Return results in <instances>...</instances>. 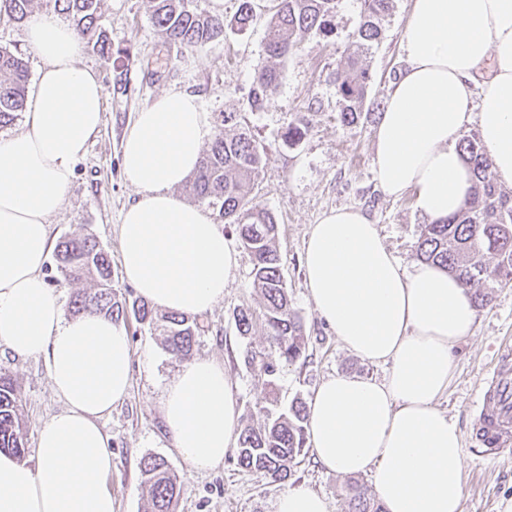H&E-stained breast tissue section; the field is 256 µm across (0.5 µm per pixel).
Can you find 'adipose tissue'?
<instances>
[{
    "mask_svg": "<svg viewBox=\"0 0 512 512\" xmlns=\"http://www.w3.org/2000/svg\"><path fill=\"white\" fill-rule=\"evenodd\" d=\"M26 40L40 62L32 101L21 129L0 135V344L44 356L64 406L40 427L35 464L0 452V512H114L99 421L129 392L130 341L104 316L65 317L42 275L49 220L102 125L103 87L79 63L82 36L54 11L29 18ZM404 50L373 171L385 194L414 191L436 221L471 193L458 141L472 115L498 181L512 185V0H411ZM210 135L198 98L169 91L136 113L122 141V175L137 190L118 226L124 277L150 305L192 317L223 300L240 264L222 226L177 193ZM304 267L314 310L342 346L387 368L380 380L336 374L317 387L307 416L315 462L371 474L383 512H463L461 434L438 401L476 320L471 290L429 263L403 268L357 208L311 225ZM160 414L194 471L222 464L238 443L237 391L212 359L180 367Z\"/></svg>",
    "mask_w": 512,
    "mask_h": 512,
    "instance_id": "ef3b65f1",
    "label": "adipose tissue"
}]
</instances>
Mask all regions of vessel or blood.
Returning <instances> with one entry per match:
<instances>
[{
    "label": "vessel or blood",
    "mask_w": 512,
    "mask_h": 512,
    "mask_svg": "<svg viewBox=\"0 0 512 512\" xmlns=\"http://www.w3.org/2000/svg\"><path fill=\"white\" fill-rule=\"evenodd\" d=\"M483 404L473 437L487 456L512 453V341L501 347L497 364L479 392Z\"/></svg>",
    "instance_id": "b4317fda"
}]
</instances>
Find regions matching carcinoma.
<instances>
[{
	"instance_id": "obj_1",
	"label": "carcinoma",
	"mask_w": 512,
	"mask_h": 512,
	"mask_svg": "<svg viewBox=\"0 0 512 512\" xmlns=\"http://www.w3.org/2000/svg\"><path fill=\"white\" fill-rule=\"evenodd\" d=\"M4 13L10 21L22 22L33 14L34 0H4ZM100 0H46L45 6L72 15L84 36L95 34ZM152 20L171 44L185 48L202 47L224 38V17L198 9L196 0H151ZM339 0H276L269 20L267 62L253 78L247 104L252 112L265 108L283 78L281 63L312 31L324 36L332 32V18ZM392 0H360V13L352 33L354 50L336 69L338 119L344 125L359 121L363 114L371 75L360 57L381 35L379 19L387 14ZM253 20V0H240L234 22L241 28ZM29 72L24 59L0 48V129L11 126L25 107ZM235 121V114L224 113L209 148L202 153L191 184L198 202L216 212L217 220L231 224L241 246L251 256L253 287L262 296L260 312L241 308L235 324L240 335H248L256 321L266 330L269 353L262 357L259 372L273 385V377L283 365L299 360L306 342L303 324L293 310L282 275V259L275 241L278 224L267 209L254 202L251 193L262 168L264 147L252 133L242 129L228 134L224 126ZM461 157L474 174L471 197L457 213L442 222L421 229L415 257L440 266L465 287L474 290V302L484 306L489 293L482 286L500 288L512 285V197L502 194L491 170V163L475 138L459 143ZM492 256L494 263L486 262ZM56 269L71 283L85 279L93 287L79 291L71 302L78 315L95 312L113 320L125 315L127 305L119 301L112 282L108 253L90 236L68 238L54 250ZM133 313L143 323H162L167 351L176 358L190 355L200 335L197 319L174 312L160 316L147 302L132 303ZM20 397L15 381L0 373V451L21 456L25 452ZM307 410L297 400L288 410L264 425L244 428L235 458L239 468L261 470L274 483L288 478L306 445ZM142 483L148 493L151 512H175L182 488L172 475L167 460L147 456L141 462ZM348 512H381L380 507L357 484H348Z\"/></svg>"
}]
</instances>
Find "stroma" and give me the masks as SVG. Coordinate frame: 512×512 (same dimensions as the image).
Wrapping results in <instances>:
<instances>
[{
  "label": "stroma",
  "mask_w": 512,
  "mask_h": 512,
  "mask_svg": "<svg viewBox=\"0 0 512 512\" xmlns=\"http://www.w3.org/2000/svg\"><path fill=\"white\" fill-rule=\"evenodd\" d=\"M274 0H254V17L244 30L226 27L221 40L195 49L170 45L155 28L149 0H101L97 31L104 47L86 40L80 63L95 69L104 88L103 120L74 166V177L60 211L51 217L50 238L94 236L109 253L119 297L134 301L138 293L121 273L117 226L136 192L121 171V144L134 115L158 95L181 91L196 95L211 125L222 113H237L265 148L264 167L253 190L256 203L270 210L279 224L276 247L283 257V275L292 307L301 317L306 350L293 365L280 368L274 386L244 363L247 352H266L263 325L239 335L235 315L242 308H259L253 288L249 255L224 290V299L200 317L203 328L193 356L223 363L238 390L240 425H263L293 400L309 401L315 389L337 373L383 378V367L347 352L332 330L319 319L309 300L302 267L310 226L323 212L343 207L363 210L378 225L387 247L404 266L415 261L421 227L428 219L415 206L413 192L385 195L373 173L374 136L387 94L405 64L402 38L410 0H392L382 19V38L363 59L372 82L365 114L356 124L338 120L334 74L348 54L350 34L360 11L358 0H340L330 36L310 34L283 63V79L265 109L250 111L247 95L257 69L266 61L268 22ZM304 120L307 135L290 145L282 138L288 122ZM492 300L477 308L473 331L457 349V362L440 409L459 427L464 439L463 512H500L512 497V456L490 460L470 441L479 410L475 401L491 370L502 340H512V287L495 288ZM130 338L132 386L128 396L101 423L112 443V471L106 485L114 512H146L142 484L143 457H164L183 489L177 512H275L284 485L263 472L240 469L233 456L213 470L196 473L170 447L160 415L163 387L182 365L169 354L158 330L134 316L121 321ZM0 371L17 382L22 397L23 459L35 463L39 428L63 403L54 392L44 357H18L0 345ZM288 482L306 484L329 503V512H347V479L301 456ZM287 482V483H288Z\"/></svg>",
  "instance_id": "obj_1"
}]
</instances>
